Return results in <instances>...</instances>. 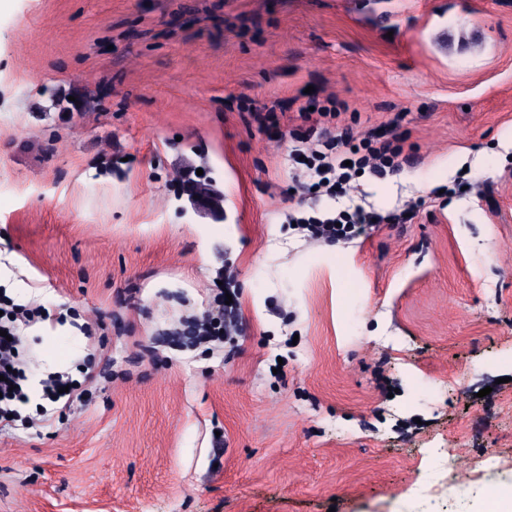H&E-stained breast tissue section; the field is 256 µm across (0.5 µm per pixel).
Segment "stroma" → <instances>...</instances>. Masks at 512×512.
Wrapping results in <instances>:
<instances>
[{
	"instance_id": "1",
	"label": "stroma",
	"mask_w": 512,
	"mask_h": 512,
	"mask_svg": "<svg viewBox=\"0 0 512 512\" xmlns=\"http://www.w3.org/2000/svg\"><path fill=\"white\" fill-rule=\"evenodd\" d=\"M330 98L410 162L307 193L252 115ZM356 206L409 218L288 222ZM227 278L238 322L196 344ZM1 292L43 315L0 512H484L512 487V0H10ZM103 356L88 399L43 394ZM209 182L188 180L183 185V194L197 214L208 215L213 219L223 220L224 207L222 196L206 186ZM197 195V198H194ZM403 216L402 213L382 216L357 208L352 213L349 210H341L334 216L328 215L323 218L309 217L306 219L290 216L289 224H301L298 228L307 230L312 237L332 241L337 236L354 233L355 224H402L405 222ZM336 223H340L341 227H336Z\"/></svg>"
}]
</instances>
